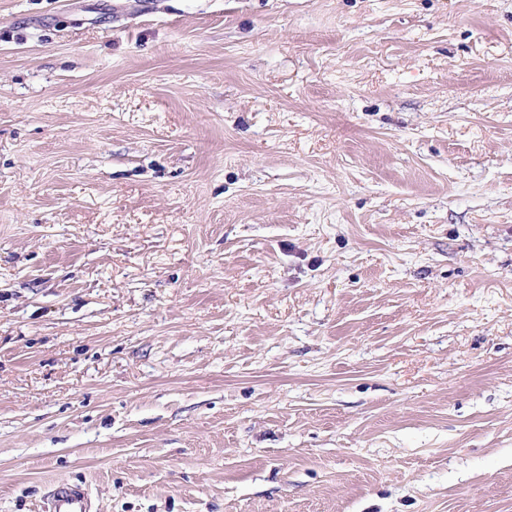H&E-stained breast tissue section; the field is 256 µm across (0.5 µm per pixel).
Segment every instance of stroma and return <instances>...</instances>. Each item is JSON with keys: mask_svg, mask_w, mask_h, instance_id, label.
Listing matches in <instances>:
<instances>
[{"mask_svg": "<svg viewBox=\"0 0 512 512\" xmlns=\"http://www.w3.org/2000/svg\"><path fill=\"white\" fill-rule=\"evenodd\" d=\"M512 512V0H0V512ZM47 512H92L90 498L78 484H58L47 493Z\"/></svg>", "mask_w": 512, "mask_h": 512, "instance_id": "1", "label": "stroma"}]
</instances>
